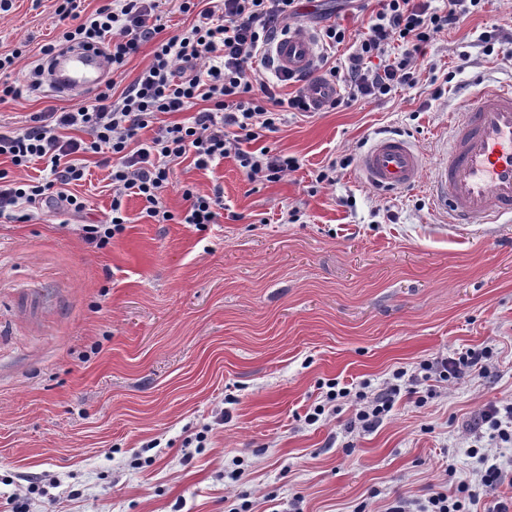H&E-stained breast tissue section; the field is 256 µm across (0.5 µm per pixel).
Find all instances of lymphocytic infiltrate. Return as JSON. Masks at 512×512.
Instances as JSON below:
<instances>
[{"label": "lymphocytic infiltrate", "mask_w": 512, "mask_h": 512, "mask_svg": "<svg viewBox=\"0 0 512 512\" xmlns=\"http://www.w3.org/2000/svg\"><path fill=\"white\" fill-rule=\"evenodd\" d=\"M377 2L366 30L358 35L348 36L335 24L324 27L326 44H348L345 64L329 67L314 61L298 88L283 97L264 78L262 70L270 60L260 52L296 23L297 0H176L177 10L195 14L196 20L169 35L164 32L161 0H106L88 14L82 13L80 0H56L54 23L61 28L62 41L85 49L108 47L113 69H120L144 43L152 41L156 47L150 63L123 91H116L111 80L72 110L35 112L24 127L0 129V157L11 163L0 169V217L31 222L42 203L61 215L83 212L84 201L67 188L84 179V157L94 154L109 169L112 202L105 221L83 225L88 243L102 249L124 232L123 201L131 194L142 199L147 217L155 223H214L216 209L223 204L221 189L209 196L184 189L188 207L179 217L164 205L174 163L190 156L196 168L206 170L231 158L254 183L273 182L297 171L298 158L272 152L262 140L277 132L287 115L312 111V83L339 86L338 95L324 103L332 110L414 88L421 70L418 59L426 48L441 33L481 11L483 0H445L440 6L433 0ZM199 99L207 106L198 111L194 104ZM184 111L189 119L154 124L157 114ZM147 129L152 132L148 138L143 135ZM39 160L46 164L44 176L23 178L22 170ZM491 358V348L485 347L457 358L424 360L419 374L396 371L393 382L374 394L335 378L327 380L321 403L307 410L304 421L312 425L323 415H336L349 400L357 410L348 430H372L382 424L400 394L426 403V396L419 393L421 381L480 378ZM471 454L480 463L477 483L459 481L451 492L433 484L426 498L398 499L387 512H471L479 500L478 488L496 490L506 478L503 467L492 462L485 449H472Z\"/></svg>", "instance_id": "lymphocytic-infiltrate-1"}]
</instances>
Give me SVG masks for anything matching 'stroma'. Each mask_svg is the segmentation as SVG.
<instances>
[{
	"label": "stroma",
	"mask_w": 512,
	"mask_h": 512,
	"mask_svg": "<svg viewBox=\"0 0 512 512\" xmlns=\"http://www.w3.org/2000/svg\"><path fill=\"white\" fill-rule=\"evenodd\" d=\"M298 8L313 35L368 21L342 0ZM53 11V0H12L0 12V53L23 52L14 77L26 90L0 109L10 126L78 105L27 87L41 46L59 37ZM509 21L512 0H486L440 36L415 88L289 117L264 140L300 162L278 181L250 182L230 158L175 165L172 212L187 207L183 188L224 191L205 229L155 223L132 195L124 233L88 244L81 225L112 201L93 160L81 216L44 207L27 224L0 219V512H230L244 490L251 512H386L431 484L472 479L473 417L512 403V223L452 227L426 186L374 189L357 161L395 133L434 162L449 114L512 78V59L477 45ZM344 157L335 183L314 185ZM292 207L300 220L283 223ZM486 346L483 378L423 406L402 396L374 431L346 433L348 404L313 425L298 419L320 403L322 381L374 393L398 369ZM201 431L203 447L190 445ZM236 459L246 484L224 476Z\"/></svg>",
	"instance_id": "stroma-1"
}]
</instances>
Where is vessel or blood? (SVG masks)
Wrapping results in <instances>:
<instances>
[{"mask_svg":"<svg viewBox=\"0 0 512 512\" xmlns=\"http://www.w3.org/2000/svg\"><path fill=\"white\" fill-rule=\"evenodd\" d=\"M317 46L293 29L276 42L281 73L307 72ZM106 52L72 48L57 52L47 68L53 94L69 97L98 89L108 79ZM449 141L434 166L406 140L386 137L359 159L364 181L401 190L429 177L433 202L452 224H494L512 219V80L475 93L463 111L450 115Z\"/></svg>","mask_w":512,"mask_h":512,"instance_id":"vessel-or-blood-1","label":"vessel or blood"}]
</instances>
